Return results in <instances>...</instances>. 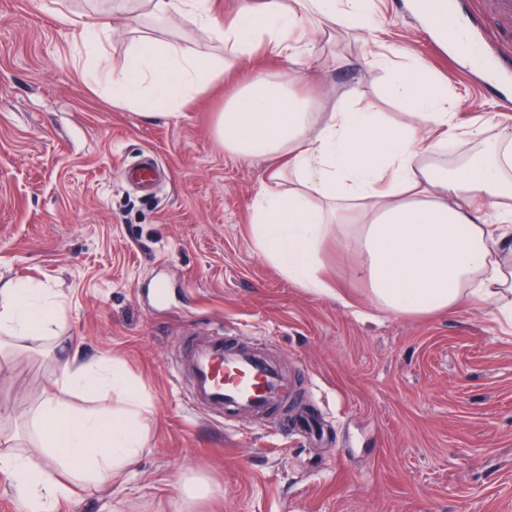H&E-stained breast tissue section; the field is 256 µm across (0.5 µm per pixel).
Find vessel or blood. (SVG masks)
Listing matches in <instances>:
<instances>
[{"label": "vessel or blood", "instance_id": "b4317fda", "mask_svg": "<svg viewBox=\"0 0 512 512\" xmlns=\"http://www.w3.org/2000/svg\"><path fill=\"white\" fill-rule=\"evenodd\" d=\"M473 48L495 75L512 70L501 56L488 52L479 24H472ZM158 174L154 156L144 152L126 163L124 178L152 191ZM180 365L173 376L187 380L188 398L198 409L209 414L233 417L248 413L264 417L282 407L293 385L278 362L262 352L243 345H229L223 336H185Z\"/></svg>", "mask_w": 512, "mask_h": 512}]
</instances>
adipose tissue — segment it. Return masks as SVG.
<instances>
[{
    "label": "adipose tissue",
    "instance_id": "adipose-tissue-1",
    "mask_svg": "<svg viewBox=\"0 0 512 512\" xmlns=\"http://www.w3.org/2000/svg\"><path fill=\"white\" fill-rule=\"evenodd\" d=\"M140 2L152 15H183L206 27L237 63L263 48L302 63L307 32L369 31L379 12L377 0H255L223 23L208 0ZM363 62L382 71L385 92L412 110L411 122L362 108L353 86L324 104L272 68L253 71L225 99L215 128L225 151L266 163L250 206L254 250L288 281L330 294L321 248L333 237L358 252L357 274L378 309L429 317L493 305L512 328V266L503 261L512 252V132L442 165L438 155L458 137L447 83L401 48L375 44ZM225 68L201 46L144 38L124 72L96 67L84 76L111 82L115 106L178 112ZM62 317L49 289L0 283L1 336H53ZM101 387L111 390L113 406L74 411L70 394ZM147 412L120 358L86 360L76 345H63L53 390L27 416L45 467L4 453L0 471L27 512H56L74 501L75 483L102 484L132 471L144 451Z\"/></svg>",
    "mask_w": 512,
    "mask_h": 512
}]
</instances>
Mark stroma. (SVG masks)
I'll use <instances>...</instances> for the list:
<instances>
[{"label":"stroma","mask_w":512,"mask_h":512,"mask_svg":"<svg viewBox=\"0 0 512 512\" xmlns=\"http://www.w3.org/2000/svg\"><path fill=\"white\" fill-rule=\"evenodd\" d=\"M113 0H0V281L49 288L61 332L88 357H120L149 401L145 448L123 481L76 486L77 509L58 512H512V331L493 307L395 318L371 302L354 248L327 241L324 273L351 300L309 293L253 249L251 201L265 164L225 152L215 125L248 70L234 67L178 114L113 106L84 82L83 44L56 10L106 14L95 46L119 70L143 35L190 40L228 57L209 30L164 21ZM384 0L378 26L335 44L312 37L309 60L363 57L374 41L404 47L447 79L460 140L512 129V85L488 86L409 9ZM478 14L490 44L512 56V27L494 0H456ZM358 84L364 103L396 122L410 114L380 91L378 71L314 69L296 88L324 100ZM154 152L166 176L153 194L128 185L124 162ZM221 334L261 348L301 375L329 437L319 447L290 433L283 413L256 425L198 411L172 372L178 340ZM46 345L18 341L0 360V423L52 387ZM207 493L186 500L183 485Z\"/></svg>","instance_id":"stroma-1"}]
</instances>
